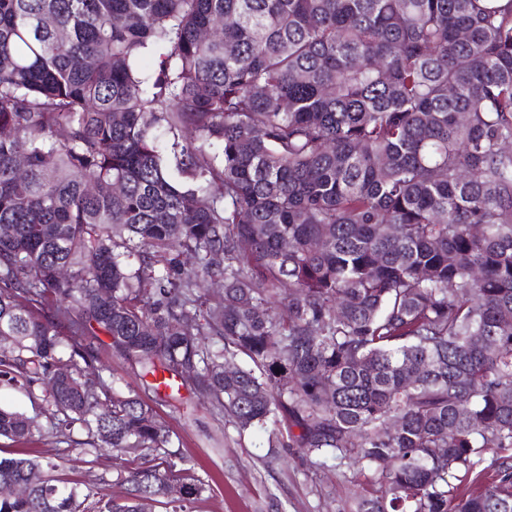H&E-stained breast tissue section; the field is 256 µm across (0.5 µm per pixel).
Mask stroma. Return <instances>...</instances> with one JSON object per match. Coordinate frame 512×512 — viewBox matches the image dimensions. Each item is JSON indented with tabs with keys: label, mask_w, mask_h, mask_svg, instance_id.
<instances>
[{
	"label": "stroma",
	"mask_w": 512,
	"mask_h": 512,
	"mask_svg": "<svg viewBox=\"0 0 512 512\" xmlns=\"http://www.w3.org/2000/svg\"><path fill=\"white\" fill-rule=\"evenodd\" d=\"M0 405L25 412L35 424L26 443L1 439V455L55 459L60 447L24 390L0 385ZM155 410L177 434L195 473L210 486L193 512H352L367 488L365 474L353 466L317 467L292 450L268 460L262 433L238 436L197 400L185 399L177 410L165 404Z\"/></svg>",
	"instance_id": "stroma-1"
}]
</instances>
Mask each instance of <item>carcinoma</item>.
Segmentation results:
<instances>
[{
	"label": "carcinoma",
	"instance_id": "obj_1",
	"mask_svg": "<svg viewBox=\"0 0 512 512\" xmlns=\"http://www.w3.org/2000/svg\"><path fill=\"white\" fill-rule=\"evenodd\" d=\"M0 128V381L69 462L136 460L112 494L0 456V512L207 492L104 336L156 400L359 465L354 512H512V0H0Z\"/></svg>",
	"mask_w": 512,
	"mask_h": 512
}]
</instances>
